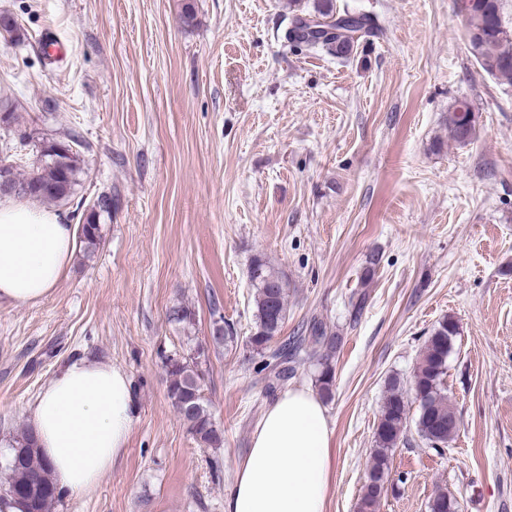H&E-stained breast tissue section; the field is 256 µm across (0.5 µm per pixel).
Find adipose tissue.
<instances>
[{"label": "adipose tissue", "instance_id": "adipose-tissue-1", "mask_svg": "<svg viewBox=\"0 0 512 512\" xmlns=\"http://www.w3.org/2000/svg\"><path fill=\"white\" fill-rule=\"evenodd\" d=\"M77 225L32 203L0 200V302L47 296L73 258ZM131 382L97 360L70 361L31 406L27 430L54 484L78 497L108 473L133 424ZM332 430L313 390L266 407L224 498V512H324Z\"/></svg>", "mask_w": 512, "mask_h": 512}]
</instances>
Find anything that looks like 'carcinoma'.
<instances>
[{"instance_id":"obj_1","label":"carcinoma","mask_w":512,"mask_h":512,"mask_svg":"<svg viewBox=\"0 0 512 512\" xmlns=\"http://www.w3.org/2000/svg\"><path fill=\"white\" fill-rule=\"evenodd\" d=\"M469 3L470 0H454L456 13H467V31H475L468 39L471 55L485 73L512 84V19L506 18L504 0H480L474 7ZM377 30L374 17L366 12L347 6L340 10L336 0H313L312 10L293 16L286 37L309 51L323 50L346 60L361 42L375 36ZM448 130L450 137L460 144L472 139L475 119L468 102H456L448 115ZM81 146L82 141L75 135L66 142L45 140L40 144L36 160L14 162V181L24 188L19 199L69 204L84 174L78 151ZM100 197L107 201L104 207L85 210L84 202L79 201L72 214L78 219V238L89 252L96 249L101 239V217L112 216V194L102 193ZM372 272L373 268H367L360 289L350 295L349 304L355 316L367 305L368 295L363 288L367 287ZM249 279L254 288L255 305L250 344L262 357L258 372L277 380L284 378L288 364L298 362L304 353L316 366L319 395L326 400L331 398L338 337L329 332L323 322L311 319L302 326L301 335L271 349L270 344L280 334L288 315V281L261 256L253 259ZM457 331V323L452 318L442 319L425 341L409 385H404L398 376L388 379L375 431L376 448L357 512H379L384 479L391 474L390 456L407 432L411 403L418 404L415 429L428 447L443 449L456 434L458 419L448 397L446 376ZM202 355L204 352L198 350L193 355L165 357L167 396L193 438L202 445L217 448L222 436L202 394ZM7 469L11 494L5 496L6 504L16 506L20 512H50L59 498V490L50 479L33 437L25 430L15 438ZM428 512H459V503L448 492L439 490L429 500Z\"/></svg>"}]
</instances>
